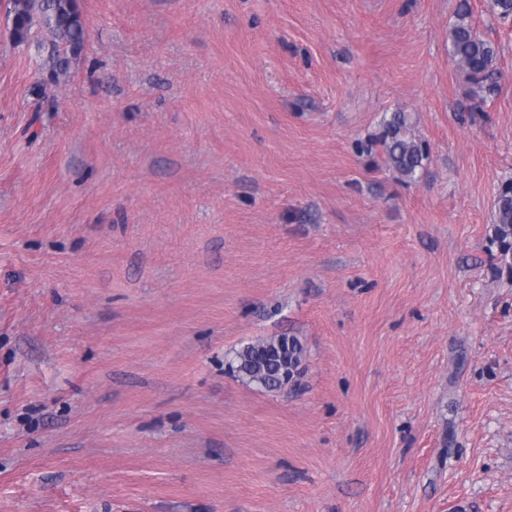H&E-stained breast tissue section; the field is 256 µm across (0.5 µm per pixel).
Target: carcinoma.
<instances>
[{"label": "carcinoma", "instance_id": "obj_1", "mask_svg": "<svg viewBox=\"0 0 512 512\" xmlns=\"http://www.w3.org/2000/svg\"><path fill=\"white\" fill-rule=\"evenodd\" d=\"M12 37L17 43L29 40L35 24H40L51 46L50 71L53 82L66 75L72 61L84 48L86 29L79 0H8ZM451 58L471 86L473 100L493 90L495 49L459 14L448 34ZM380 145L383 163L400 176L413 180L428 160L426 147L412 132L409 117L394 112L383 122L376 141L360 145L370 152ZM495 235L503 257H512V181L502 183L495 204ZM305 349L296 336H273L247 343L226 358L229 372L242 383L276 392L296 382Z\"/></svg>", "mask_w": 512, "mask_h": 512}]
</instances>
